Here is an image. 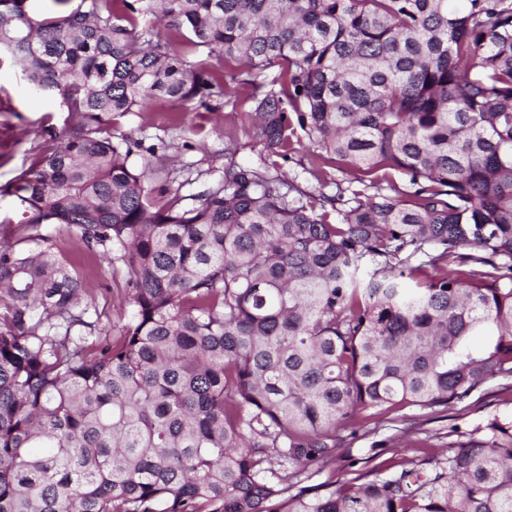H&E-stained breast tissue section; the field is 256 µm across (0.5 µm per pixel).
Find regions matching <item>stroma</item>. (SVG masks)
<instances>
[{
  "label": "stroma",
  "mask_w": 512,
  "mask_h": 512,
  "mask_svg": "<svg viewBox=\"0 0 512 512\" xmlns=\"http://www.w3.org/2000/svg\"><path fill=\"white\" fill-rule=\"evenodd\" d=\"M247 110L246 104L227 102L214 111L181 112L161 100L146 112L114 115L112 131L139 141L131 161L137 166L151 164L157 184L190 195L218 179L227 137L244 138L248 129ZM70 121L54 96L29 90L19 66L0 63V242H13L27 234L18 216L20 204L7 193V186L29 168L49 134L64 135ZM281 170L311 194L321 189L335 194L337 185L351 179L350 173L318 158L316 149L306 140L288 161L282 162ZM57 244L93 298L87 320L96 324L98 335H115L126 315L122 274L112 272L98 250L89 248L75 233L62 232ZM511 411L512 391L506 389L503 380L494 379L446 413L410 408L387 419H363L355 434L345 435L336 463L315 475L313 481L318 484L333 476L343 477L351 466L365 472L410 465L424 452L438 453L447 448L451 425L469 429L491 414Z\"/></svg>",
  "instance_id": "obj_1"
}]
</instances>
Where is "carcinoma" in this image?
Segmentation results:
<instances>
[{"label":"carcinoma","instance_id":"obj_1","mask_svg":"<svg viewBox=\"0 0 512 512\" xmlns=\"http://www.w3.org/2000/svg\"><path fill=\"white\" fill-rule=\"evenodd\" d=\"M70 2L0 0V59L77 118L7 189L36 234L0 243V512H512V413L307 484L359 418L512 377V0ZM244 87L189 205L112 133ZM302 135L355 187L287 182ZM62 230L122 267L119 335Z\"/></svg>","mask_w":512,"mask_h":512}]
</instances>
